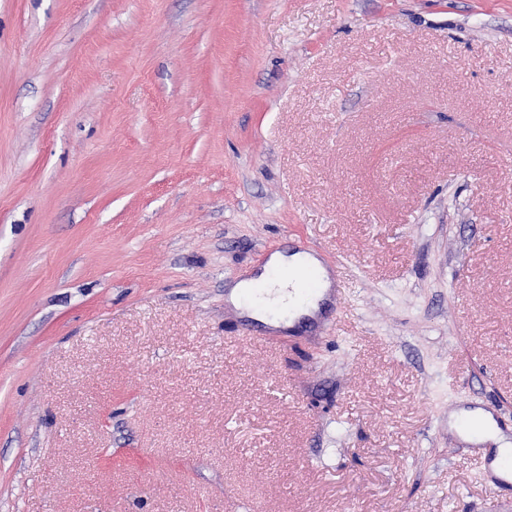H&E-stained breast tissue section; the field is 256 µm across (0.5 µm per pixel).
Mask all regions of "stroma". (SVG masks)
<instances>
[{
    "instance_id": "obj_1",
    "label": "stroma",
    "mask_w": 512,
    "mask_h": 512,
    "mask_svg": "<svg viewBox=\"0 0 512 512\" xmlns=\"http://www.w3.org/2000/svg\"><path fill=\"white\" fill-rule=\"evenodd\" d=\"M336 273L265 343L229 284ZM512 0H0V512H512ZM462 416H467L470 421L475 424H478L481 428V431L478 435L470 434L464 431H461L458 427V417L455 421L450 423V428L455 429L458 434L467 442L473 441L474 437L480 436L485 442H490L497 447L494 450L501 456H509L512 453V442L509 440L508 435L503 433L496 425L495 421L492 417L483 411L471 410L462 413ZM474 442V441H473Z\"/></svg>"
}]
</instances>
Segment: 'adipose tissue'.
Segmentation results:
<instances>
[{"instance_id": "adipose-tissue-1", "label": "adipose tissue", "mask_w": 512, "mask_h": 512, "mask_svg": "<svg viewBox=\"0 0 512 512\" xmlns=\"http://www.w3.org/2000/svg\"><path fill=\"white\" fill-rule=\"evenodd\" d=\"M306 266L320 277L321 295L329 297L333 285L331 275L322 262L315 256L297 251L290 254L274 252L265 263V271L252 274L234 284L229 292L228 301L240 315L256 319L275 331H284L294 327L304 319H317L319 305L306 309L289 311L288 288L285 281L267 280L265 272L272 268H291Z\"/></svg>"}]
</instances>
